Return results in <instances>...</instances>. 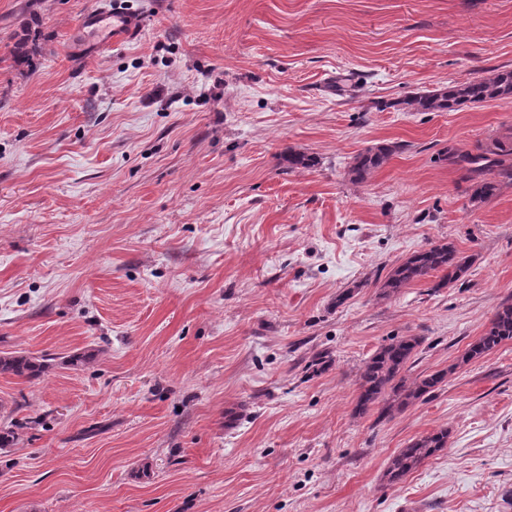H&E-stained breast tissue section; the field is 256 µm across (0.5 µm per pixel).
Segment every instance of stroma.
Segmentation results:
<instances>
[{
  "instance_id": "35a3bbf8",
  "label": "stroma",
  "mask_w": 512,
  "mask_h": 512,
  "mask_svg": "<svg viewBox=\"0 0 512 512\" xmlns=\"http://www.w3.org/2000/svg\"><path fill=\"white\" fill-rule=\"evenodd\" d=\"M108 2L0 0V352L52 362L0 374V512H512V341L456 364L512 299V183L472 205L439 158L512 136V98L400 105L512 70V0H116L142 30L111 46L78 25ZM440 240L461 281L379 296ZM396 336L455 373L354 416ZM399 149L396 144H378L357 154L347 170L349 180L361 183L368 174L381 167ZM448 446V428H441L426 436L412 440L400 448L388 463L385 477L390 483L402 481L426 459Z\"/></svg>"
}]
</instances>
